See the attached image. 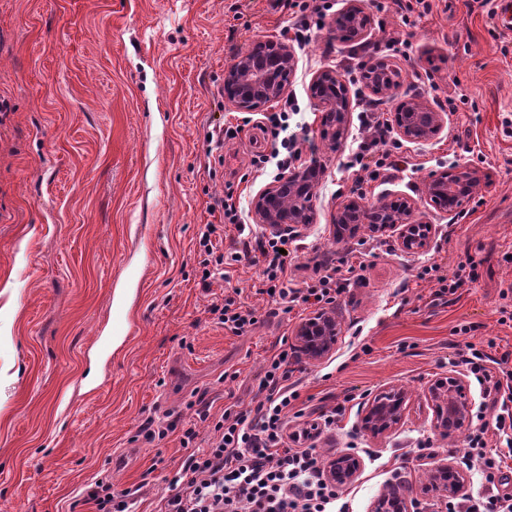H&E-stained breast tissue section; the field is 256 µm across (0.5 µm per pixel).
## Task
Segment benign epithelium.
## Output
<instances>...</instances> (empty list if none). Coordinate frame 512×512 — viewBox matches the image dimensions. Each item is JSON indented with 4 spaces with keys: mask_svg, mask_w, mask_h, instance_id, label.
<instances>
[{
    "mask_svg": "<svg viewBox=\"0 0 512 512\" xmlns=\"http://www.w3.org/2000/svg\"><path fill=\"white\" fill-rule=\"evenodd\" d=\"M339 22L348 29L350 37L361 40L368 35L369 20L357 0H348L340 13ZM273 54L252 59L247 54L236 57L224 71V93L241 112H252L262 106L278 102L286 91L296 66L290 46L284 42L271 43ZM340 81L332 71H323L311 85V94L318 107L324 111L327 122L335 127L336 138H341L349 122V98H322L319 90ZM393 122L397 134L411 143L432 140L445 129V114L434 111L420 101H411L402 109H396ZM321 180V171L315 165L300 168L260 190L252 201L255 221L273 230L305 227L314 218L313 199ZM481 182L479 170L456 165L450 179L433 178L427 184L428 199L436 209L448 214L470 198L473 189ZM288 198V208L281 206L282 197ZM413 201L402 202L399 212H392L384 203L365 204L352 199L333 216L338 228L354 234L358 224H374L377 231L387 229L397 232L399 244L407 253L424 251L431 240L434 225L419 226L407 222L415 210ZM339 324L336 315L319 312L301 323L296 331L300 350L311 360L325 358L336 344ZM427 397L433 409V427L446 435L466 427L471 418V403L466 398V387L461 377L450 375L427 389ZM405 394L397 388L377 393L363 417V428L372 434L383 432L397 424ZM360 469V461L343 455L336 459L330 478L339 487L349 485ZM433 486L442 496L456 497L464 489V481L450 464L437 467L433 473ZM373 512H409L407 498L403 497L402 485L391 483L384 495L374 505Z\"/></svg>",
    "mask_w": 512,
    "mask_h": 512,
    "instance_id": "benign-epithelium-1",
    "label": "benign epithelium"
}]
</instances>
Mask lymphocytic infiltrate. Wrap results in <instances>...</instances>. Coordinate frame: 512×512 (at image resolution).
<instances>
[{
	"instance_id": "obj_1",
	"label": "lymphocytic infiltrate",
	"mask_w": 512,
	"mask_h": 512,
	"mask_svg": "<svg viewBox=\"0 0 512 512\" xmlns=\"http://www.w3.org/2000/svg\"><path fill=\"white\" fill-rule=\"evenodd\" d=\"M367 109L372 113L368 126L373 133L359 143L351 165L361 170L373 165L396 168L388 148L392 129L376 116L380 101H370ZM286 244L280 235L256 242L264 258L267 295L279 305L334 304L339 267H331L316 285L289 287L283 254ZM461 362L492 395L498 412L493 423L478 424L467 437L469 461L479 467L487 488L483 494L449 501L448 512H512V494L499 491L504 480L502 458L512 457V448L489 447L487 439L488 431L502 436L512 429V353L504 352L495 360L483 346L470 342ZM287 380L288 353L283 350L267 362L259 384L264 398L253 410L241 411L230 403L216 417L201 398L193 423L179 426L146 421L142 432L150 442L177 430L182 444H191L199 437L197 424L201 421L210 423L215 433L207 449L189 456L172 474L169 484L175 492L166 498L163 512H349L347 505L339 504V489L326 476L314 449L301 447L308 430L290 437L285 434L288 411L299 397ZM85 499L97 512H136V490H117L100 479L87 487Z\"/></svg>"
}]
</instances>
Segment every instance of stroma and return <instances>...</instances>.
Listing matches in <instances>:
<instances>
[{
  "mask_svg": "<svg viewBox=\"0 0 512 512\" xmlns=\"http://www.w3.org/2000/svg\"><path fill=\"white\" fill-rule=\"evenodd\" d=\"M316 37L295 42L288 9L275 0H0V512H95L83 490L98 479L138 491L137 512H161L167 477L197 444L179 433L146 442L147 418L192 420L198 397L240 410L262 398L269 358L291 355L296 408L336 424L312 438L327 461L361 451L358 477L342 493L351 512H371L400 476L415 512H440L425 491L433 468L452 464L465 495L484 490L466 469V432L443 436L425 398L435 380L464 377L474 410L493 420L484 388L458 352L466 342L512 350V321L501 323L502 289L512 286V33L494 0H433L414 29L408 56L387 46L401 34L392 0H361L377 58L399 73L393 92L375 95L360 80L368 59L336 30L334 0ZM292 44L297 64L285 93L292 130L302 131L296 166L323 176L314 220L288 234L291 287L315 284L314 265L346 258L361 278L332 306L341 331L329 355L306 359L297 327L315 309L277 311L259 291L262 259L253 253L229 279H203L199 239L215 198L233 195L253 234L252 199L274 177L272 137L262 112H241L224 96V70L253 44ZM335 70L348 88L349 132L333 127L309 94L312 78ZM468 105L448 112L445 97ZM387 110L418 100L447 112L440 137L399 141L398 170L363 187L347 163L363 136L366 100ZM239 127L217 144L219 129ZM456 164L488 172L472 199L452 214L425 203L433 175ZM404 197L434 224L427 251L409 255L396 234L361 229L337 240L332 217L353 198L373 204ZM474 259L478 277L451 303L435 300L423 267L452 270ZM258 324L237 336L209 307L233 289ZM469 333H461V326ZM407 393L400 422L379 435L362 428L374 395ZM431 441L434 455L420 451Z\"/></svg>",
  "mask_w": 512,
  "mask_h": 512,
  "instance_id": "1",
  "label": "stroma"
}]
</instances>
